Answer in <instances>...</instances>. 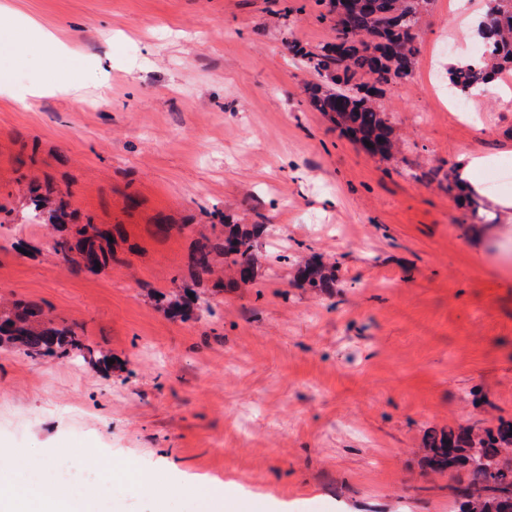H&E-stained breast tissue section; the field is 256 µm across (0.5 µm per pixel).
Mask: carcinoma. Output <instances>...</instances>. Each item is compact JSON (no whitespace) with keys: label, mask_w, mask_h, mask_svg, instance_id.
Listing matches in <instances>:
<instances>
[{"label":"carcinoma","mask_w":512,"mask_h":512,"mask_svg":"<svg viewBox=\"0 0 512 512\" xmlns=\"http://www.w3.org/2000/svg\"><path fill=\"white\" fill-rule=\"evenodd\" d=\"M329 15H338L333 41L315 49L292 45L295 55L334 87L315 83L309 87V102L329 115L340 131L371 157L388 160L394 155L396 140L388 113L363 93L371 84L378 95L385 88L403 82L412 73L419 54V33L424 15L433 0H322ZM482 55L448 69V86L460 96L473 95L512 72V0H488L485 16L478 25ZM443 190L460 204H477L456 174H447ZM224 237L206 240L195 256L194 265L202 274L212 272L211 256L221 254L236 267L239 280L254 279V240L261 224L243 228L225 225ZM54 250L63 259L82 268L87 262L104 268L109 262V233L92 227V233L78 232L74 240H54ZM302 284L327 287L329 275L313 258L300 271ZM43 308L25 303L13 309L0 307V349H16L26 356L64 357L85 345L78 333L66 326L44 320ZM426 465L434 472L465 471L469 479L459 512H512V498L500 491L512 488V419H499L495 427L475 435L465 426L448 430L431 429L425 436Z\"/></svg>","instance_id":"carcinoma-1"}]
</instances>
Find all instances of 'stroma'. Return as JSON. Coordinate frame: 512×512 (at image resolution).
<instances>
[{"label": "stroma", "instance_id": "obj_1", "mask_svg": "<svg viewBox=\"0 0 512 512\" xmlns=\"http://www.w3.org/2000/svg\"><path fill=\"white\" fill-rule=\"evenodd\" d=\"M319 0H0L14 44L0 68V296L40 305L86 349L32 359L0 350V470L71 460L156 473L158 497L113 482L112 512H194L224 481L255 512H458L459 473L431 471L429 428L512 418V91L448 109V68L472 38L434 0L414 76L381 99L403 146L372 158L309 103L293 43L329 42ZM54 37L33 45L22 20ZM77 57L70 67L57 47ZM69 84L68 92L53 88ZM476 208L423 175L464 155ZM69 214L64 234L111 227L109 265H68L30 187ZM264 224L258 278L196 246L225 223ZM167 232H158V225ZM328 288L298 285L310 257ZM193 293L210 316L166 315ZM112 356L92 367L90 352Z\"/></svg>", "mask_w": 512, "mask_h": 512}]
</instances>
